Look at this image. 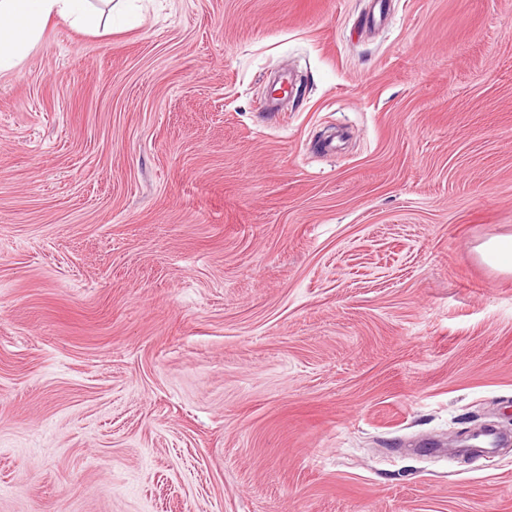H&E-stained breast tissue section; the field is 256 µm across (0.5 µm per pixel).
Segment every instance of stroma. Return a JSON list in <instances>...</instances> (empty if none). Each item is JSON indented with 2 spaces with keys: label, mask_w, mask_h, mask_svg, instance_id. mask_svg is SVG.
Returning a JSON list of instances; mask_svg holds the SVG:
<instances>
[{
  "label": "stroma",
  "mask_w": 512,
  "mask_h": 512,
  "mask_svg": "<svg viewBox=\"0 0 512 512\" xmlns=\"http://www.w3.org/2000/svg\"><path fill=\"white\" fill-rule=\"evenodd\" d=\"M132 8L0 76V512H512V0ZM486 261L494 266L512 268V238L493 241L485 246Z\"/></svg>",
  "instance_id": "obj_1"
}]
</instances>
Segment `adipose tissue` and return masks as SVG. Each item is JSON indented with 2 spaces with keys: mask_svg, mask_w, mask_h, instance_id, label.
Masks as SVG:
<instances>
[{
  "mask_svg": "<svg viewBox=\"0 0 512 512\" xmlns=\"http://www.w3.org/2000/svg\"><path fill=\"white\" fill-rule=\"evenodd\" d=\"M55 22L93 35L112 31L92 0H0V75L15 71Z\"/></svg>",
  "mask_w": 512,
  "mask_h": 512,
  "instance_id": "adipose-tissue-1",
  "label": "adipose tissue"
}]
</instances>
